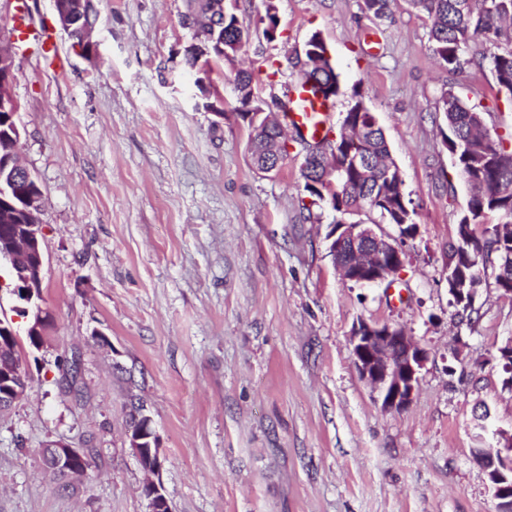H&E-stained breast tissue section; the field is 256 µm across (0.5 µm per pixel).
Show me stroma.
<instances>
[{"instance_id": "stroma-1", "label": "stroma", "mask_w": 512, "mask_h": 512, "mask_svg": "<svg viewBox=\"0 0 512 512\" xmlns=\"http://www.w3.org/2000/svg\"><path fill=\"white\" fill-rule=\"evenodd\" d=\"M93 4V54L60 30L57 63L18 46L17 0H0L20 155L45 198L50 314L38 350L27 322L15 324L32 382L0 412V512H149L126 437L135 403L153 421L172 512H496L472 451L512 431V386L497 360L512 298L487 282L472 327L448 303L467 195L437 110L451 88L488 129L512 128L489 69L448 72L408 0H392L383 19L363 0H276L272 41L262 0H239L251 40L206 76L210 112L186 62L190 0ZM315 32L340 80L329 127L339 130L360 92L415 211L389 286L338 274L333 217L309 204L300 149L270 176L248 160L236 69L261 72L254 94L273 102L298 81ZM362 319L401 324L428 352L402 412L384 411L358 375L351 333ZM72 355L71 393L58 363ZM54 441L92 458L66 489L42 468Z\"/></svg>"}]
</instances>
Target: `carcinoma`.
Listing matches in <instances>:
<instances>
[{"instance_id":"1","label":"carcinoma","mask_w":512,"mask_h":512,"mask_svg":"<svg viewBox=\"0 0 512 512\" xmlns=\"http://www.w3.org/2000/svg\"><path fill=\"white\" fill-rule=\"evenodd\" d=\"M412 7L430 22V41L433 54L450 72H461L473 62H488L498 90L512 97V0H410ZM237 3L227 5L224 16V48L235 55L247 44L236 14ZM482 37L489 49L480 53V60L469 55L471 43ZM306 73L318 93L324 95L339 87V75L334 68L317 66L313 58ZM256 80L252 71L241 70L234 78L240 105H245ZM351 105L343 120V131L335 140L325 136L305 150L324 146L336 151V163L345 167L336 179V193L316 188L321 183V162L311 156L307 168L301 170L303 190L311 204L327 207L334 213L333 223L349 224L351 218L362 217L370 224H410L411 214L405 208L404 182L386 170L395 167L390 157L382 129L374 122V114L365 105L358 92H353ZM438 112L447 128L444 142L454 157L457 173L466 186L469 199L458 223V240L451 247L448 276L470 273L477 269L490 272L496 287L512 288V264L502 263L505 251L512 250V235L501 229L512 225V131L503 135L490 133L482 113L461 95L448 89L442 92ZM361 150V157L382 165L377 178L371 182L362 179L352 166L346 165L347 151ZM42 194L35 186L20 187L8 197L13 203L10 224H39L41 209H31L25 199ZM476 224H485L482 237L473 231ZM459 321L471 326L476 322L475 309L459 300L450 302ZM80 370L74 357L63 365V381L75 390Z\"/></svg>"}]
</instances>
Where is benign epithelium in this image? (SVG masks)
I'll use <instances>...</instances> for the list:
<instances>
[{
  "label": "benign epithelium",
  "mask_w": 512,
  "mask_h": 512,
  "mask_svg": "<svg viewBox=\"0 0 512 512\" xmlns=\"http://www.w3.org/2000/svg\"><path fill=\"white\" fill-rule=\"evenodd\" d=\"M80 0H52L53 10L61 29L75 38L76 48L81 52L93 49V29L84 23L78 7ZM184 24L195 31L194 57L203 69L208 68L211 59L209 44L224 49V23L203 20L197 14L185 17ZM14 59L0 54V112L9 116L4 141L18 143L20 130L13 119L20 112V104L13 93ZM265 102L250 98V112L246 122L250 125L249 144H262V156L250 157L253 168L269 174L279 169L285 158L284 150L288 143L280 140L273 132L271 114L265 112ZM33 176L25 167L8 163L0 169V182L17 186L28 184ZM3 250L10 259V273L13 282L11 293L18 305V316L29 322L27 335L41 343L45 326L49 319L43 307V268L42 225L5 224ZM333 240L329 251L336 254L346 243L357 247L358 243H375V265L373 269L357 266L347 280L360 284H378L387 281L404 265L405 252L396 243V238L384 229L382 224L331 225ZM354 364L359 376L377 394V400L388 412H402L411 403L419 381V372L424 367L427 352L408 334L395 324L359 323L352 333ZM129 445L140 465L151 471L154 479L149 486L153 493L149 497L150 512H171L163 484L155 479L162 469L157 435L146 429H129ZM58 468L72 472L77 463L85 460L84 452L65 443L50 445ZM474 459L484 469L496 465L505 470L512 469V433H498L497 445L493 448H478Z\"/></svg>",
  "instance_id": "1"
}]
</instances>
